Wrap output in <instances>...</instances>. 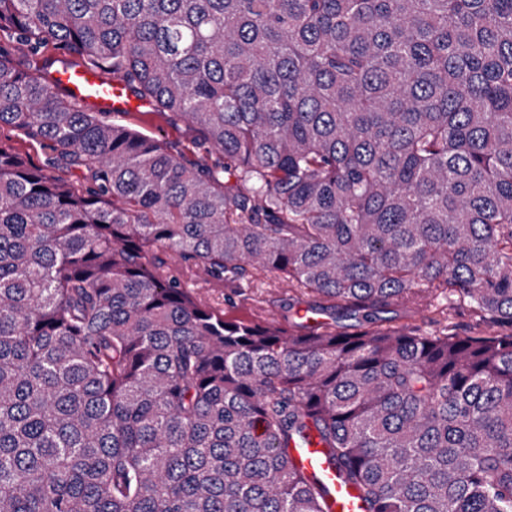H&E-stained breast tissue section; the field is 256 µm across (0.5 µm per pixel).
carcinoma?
Segmentation results:
<instances>
[{
  "label": "carcinoma",
  "mask_w": 512,
  "mask_h": 512,
  "mask_svg": "<svg viewBox=\"0 0 512 512\" xmlns=\"http://www.w3.org/2000/svg\"><path fill=\"white\" fill-rule=\"evenodd\" d=\"M16 40L219 162L72 103ZM3 126L52 157L0 141V512H327L290 453L314 440L365 512H512V0H0ZM170 256L275 273L322 321L229 316ZM44 59L54 61L49 68L57 69L53 81L75 104L112 115L103 117L108 122L129 125L159 139L173 152L181 154L189 167L211 163V156L207 155L196 129L175 117L155 112L150 105L146 107L148 102L132 96L123 81L106 79L84 67L62 68V62L82 66L83 59L76 53L60 54L49 47L41 55V61ZM120 113L124 114L113 115ZM0 139L13 145L20 155L37 166H45L51 155V151L47 147L24 137L9 127L0 129ZM483 329L470 312L448 308V330L451 333L467 336Z\"/></svg>",
  "instance_id": "cac0c4a2"
}]
</instances>
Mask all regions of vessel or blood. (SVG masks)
<instances>
[{
    "label": "vessel or blood",
    "mask_w": 512,
    "mask_h": 512,
    "mask_svg": "<svg viewBox=\"0 0 512 512\" xmlns=\"http://www.w3.org/2000/svg\"><path fill=\"white\" fill-rule=\"evenodd\" d=\"M53 81L72 102L97 112H137L144 106L143 100L128 92L123 81L104 78L84 67L61 68L54 73ZM293 455L300 467L319 474L331 485V512H362L354 491L342 485L336 478L335 470L324 462L320 446L312 444L297 448Z\"/></svg>",
    "instance_id": "obj_1"
}]
</instances>
